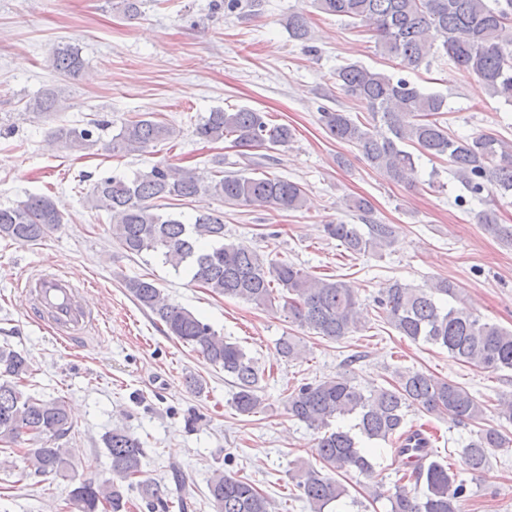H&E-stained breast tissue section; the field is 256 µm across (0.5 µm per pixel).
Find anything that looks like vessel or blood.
Listing matches in <instances>:
<instances>
[{"mask_svg": "<svg viewBox=\"0 0 512 512\" xmlns=\"http://www.w3.org/2000/svg\"><path fill=\"white\" fill-rule=\"evenodd\" d=\"M24 290L33 300V315L61 340H80L99 323L98 314L84 305L80 287L58 273L45 268L32 272Z\"/></svg>", "mask_w": 512, "mask_h": 512, "instance_id": "vessel-or-blood-1", "label": "vessel or blood"}]
</instances>
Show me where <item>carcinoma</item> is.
<instances>
[{
    "mask_svg": "<svg viewBox=\"0 0 512 512\" xmlns=\"http://www.w3.org/2000/svg\"><path fill=\"white\" fill-rule=\"evenodd\" d=\"M318 12L348 17L372 34L380 53L399 60L401 69H415L437 53H444L457 67L479 79L492 97L512 105V0H311ZM292 39L308 40V18L302 12L288 17ZM83 66L79 50L61 43L54 49L52 67L74 76ZM336 81L349 97L362 103L369 114L363 122L347 112L322 108L319 122L338 142L355 145L366 163L393 182L413 185L416 160L446 159L450 171L467 195L457 205L484 202V193L495 187L512 194V144L491 132L460 137L448 132L439 115L448 111L447 99L424 92L402 75L387 74L358 63L336 68ZM31 112H59L61 91L49 88L27 102ZM109 129L107 121L86 126L62 125L49 133L59 149H91ZM168 123L143 114L123 123L112 136L114 152H135L174 138ZM196 134L209 142L230 141L244 150L247 166H261L253 149L285 146L293 131L271 122L268 114L240 108L217 109L198 125ZM209 195L237 206L262 205L297 211L306 204V192L296 182L278 176H249L215 171L214 179L201 182L186 166L157 164L132 179L107 176L92 187L94 208L106 212L112 239L126 253L153 252L165 266L186 272L191 281L216 296L243 300L257 308L284 301L292 322L328 340L339 341L360 329L363 314L355 289L336 278H317L288 261L261 256L244 242L228 241L223 216L201 212L191 223L162 211L161 202L185 201ZM501 238L512 241V226L499 224L493 210L475 214ZM64 224V215L48 195H30L9 207L0 206V239L36 245ZM326 236L344 249L361 255L391 245L396 229L391 224H326ZM124 288L141 309L165 327L167 335L191 346L211 365L232 378L236 388L234 409L250 416L264 408L260 370L237 343L230 342L190 310L164 296L154 280L123 279ZM459 288L448 279L430 289L414 288L394 280L377 297L387 323L413 342L423 341L448 351L459 361L481 369L512 370V331L473 315L463 306H452ZM287 361L300 357V343L293 336L277 342ZM30 367L25 354L0 348V446L11 452L0 455V471L15 468L13 455L22 457L23 479L54 476L71 483L67 508L71 512H128L129 491L135 489L147 512H170L168 487L142 477L144 448L123 428L104 438L111 460L110 477L101 482L77 479L69 449L58 443L72 427L67 402L44 399L24 391ZM446 414L452 420L477 423L484 406L465 388L432 374L404 371L391 387L364 394L344 374L306 383L287 398L288 417L318 433L317 455L332 472L373 473L371 449L363 442L381 441L393 447L394 461L413 487L397 483L385 496L387 512H460L466 484L458 479L455 464L432 459L430 437L408 425V411ZM348 416L357 419L354 434L332 422ZM494 427L482 428L462 448L460 458L473 475L485 471L490 454L509 447ZM310 512L329 507L348 495L345 485L312 466L300 465L292 475ZM215 512H271L270 499L245 477L213 470L207 484Z\"/></svg>",
    "mask_w": 512,
    "mask_h": 512,
    "instance_id": "carcinoma-1",
    "label": "carcinoma"
}]
</instances>
